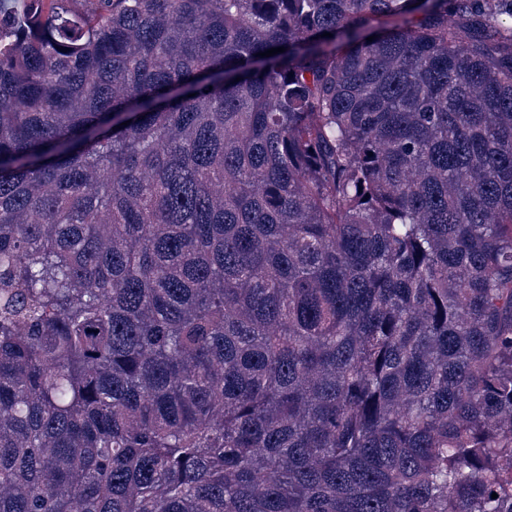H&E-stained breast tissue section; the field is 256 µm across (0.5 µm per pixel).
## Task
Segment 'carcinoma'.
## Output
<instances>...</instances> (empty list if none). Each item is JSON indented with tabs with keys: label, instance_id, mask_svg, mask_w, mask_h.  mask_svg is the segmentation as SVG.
Masks as SVG:
<instances>
[{
	"label": "carcinoma",
	"instance_id": "cac0c4a2",
	"mask_svg": "<svg viewBox=\"0 0 512 512\" xmlns=\"http://www.w3.org/2000/svg\"><path fill=\"white\" fill-rule=\"evenodd\" d=\"M0 512H512V0L0 7Z\"/></svg>",
	"mask_w": 512,
	"mask_h": 512
}]
</instances>
